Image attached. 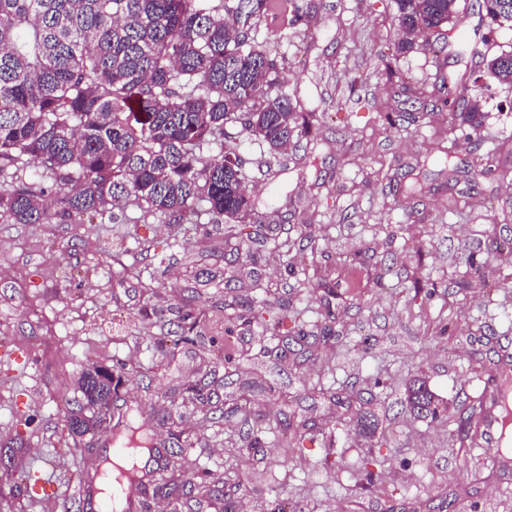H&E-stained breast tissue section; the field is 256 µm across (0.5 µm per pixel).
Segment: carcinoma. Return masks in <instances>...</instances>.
<instances>
[{"label": "carcinoma", "mask_w": 512, "mask_h": 512, "mask_svg": "<svg viewBox=\"0 0 512 512\" xmlns=\"http://www.w3.org/2000/svg\"><path fill=\"white\" fill-rule=\"evenodd\" d=\"M397 52L426 45L428 34L450 23L460 3L395 0ZM487 17L512 14V0H483ZM297 0H0V219L44 224L55 217L73 224H213L259 219L246 192L244 166L224 164L226 126L277 155L288 147L300 163L315 167L304 141L316 114L286 90L285 56L256 40L262 24L272 35L308 23ZM484 73L512 84V53L486 61ZM462 122L481 124L482 104L464 96L444 98ZM174 335L183 343L205 341L192 297ZM253 318L276 326L298 324L299 313L283 303ZM138 345L158 352L147 371L164 369L169 351L155 335L149 314L140 318ZM81 398L66 402L64 430L71 437L100 430L108 420L139 412L118 404L112 370L91 359L78 379ZM191 403L211 393L191 382L178 386ZM485 401L453 417L460 435L474 439ZM406 407L417 418L438 414L437 397L415 376ZM165 459L142 477L138 512L158 496L177 501L189 494L209 498L214 512H233L236 476L208 469L186 473L180 460L193 441L170 417Z\"/></svg>", "instance_id": "cac0c4a2"}]
</instances>
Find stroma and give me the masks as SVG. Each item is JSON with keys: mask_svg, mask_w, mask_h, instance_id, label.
<instances>
[{"mask_svg": "<svg viewBox=\"0 0 512 512\" xmlns=\"http://www.w3.org/2000/svg\"><path fill=\"white\" fill-rule=\"evenodd\" d=\"M317 12L306 27L275 40L288 59L282 77L318 111L317 169L294 151L270 156L257 141L231 133L224 153L245 161V185L262 222L238 225L225 241L221 224H13L0 220V450L12 469L53 474L58 490L31 498L24 486H0V512H84L82 490L112 453V428L60 445L63 414L93 348L112 363L148 364L133 336L142 312L176 321L184 298L211 314L206 330L230 363L215 364L197 346L179 344L170 366L180 379L205 383L225 406L249 399L262 450H234L239 418L213 423L183 404L168 385L126 374L124 398L142 417L181 416L198 445L185 470L219 464L236 471V512H429L451 493V512H512V477L489 473L492 448L459 445L444 419L405 409V382L427 379L444 404L462 411L489 378L512 365V163L482 178L475 169L498 141L512 140V84L482 78L477 59L512 50V26L493 24L478 0H460L454 29L479 45L458 55L449 32L427 47L395 55L394 0H298ZM395 62L422 95L388 81ZM480 99L479 128L441 111L431 88L441 77ZM401 114L397 126L386 116ZM455 144L454 167L441 148ZM413 170L422 192L400 176ZM314 250L304 269L273 260L276 247ZM250 259H236L238 248ZM473 256L480 283L467 279ZM268 290L256 294L252 281ZM260 299L306 309L303 326L235 323ZM373 388L366 433L342 396ZM296 411L316 424L282 455L279 422ZM391 493L378 501L377 485Z\"/></svg>", "mask_w": 512, "mask_h": 512, "instance_id": "1", "label": "stroma"}]
</instances>
